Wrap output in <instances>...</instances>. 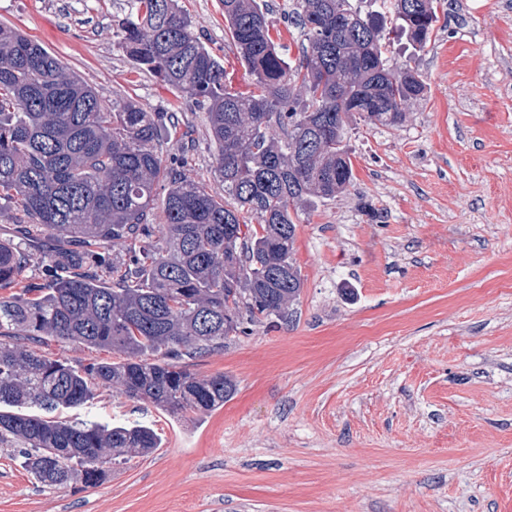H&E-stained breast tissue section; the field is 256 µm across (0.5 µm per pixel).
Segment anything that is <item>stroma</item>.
Wrapping results in <instances>:
<instances>
[{"label":"stroma","mask_w":512,"mask_h":512,"mask_svg":"<svg viewBox=\"0 0 512 512\" xmlns=\"http://www.w3.org/2000/svg\"><path fill=\"white\" fill-rule=\"evenodd\" d=\"M248 90L220 0H179ZM129 0H0L104 106L173 112L186 176L212 193L217 147L194 99L135 68L112 33ZM424 51L391 61L425 96L399 126L353 119L345 194L297 222L303 288L290 322L191 360L236 392L172 415L110 389L66 420L152 427L160 445L82 490L45 486L0 447V512H512V0H445ZM73 364L107 348L47 341Z\"/></svg>","instance_id":"35a3bbf8"}]
</instances>
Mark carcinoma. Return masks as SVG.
Listing matches in <instances>:
<instances>
[{
    "mask_svg": "<svg viewBox=\"0 0 512 512\" xmlns=\"http://www.w3.org/2000/svg\"><path fill=\"white\" fill-rule=\"evenodd\" d=\"M375 2L363 14L351 0H300L291 14L303 38L294 62L272 36L265 0H221L252 76V89L239 92L176 0H130L113 34L136 68L206 110L222 195L179 174L178 154L160 156L173 113L133 101L106 109L60 59L0 25V199L17 202L28 219L18 235L30 224L52 241L45 278L35 282L25 276L30 254L0 239V445L21 448L39 483L94 487L105 465L152 452L159 437L143 424L22 408H77L102 386L174 415L211 412L236 384L224 374L200 377L186 360L251 324L288 320L303 288L296 219L351 185L350 122L399 125L424 96L417 69L390 65L383 31L393 25L424 49L441 0ZM161 181L166 223L155 224ZM111 245L125 256H109ZM47 340L124 359L77 366L26 348Z\"/></svg>",
    "mask_w": 512,
    "mask_h": 512,
    "instance_id": "1",
    "label": "carcinoma"
}]
</instances>
